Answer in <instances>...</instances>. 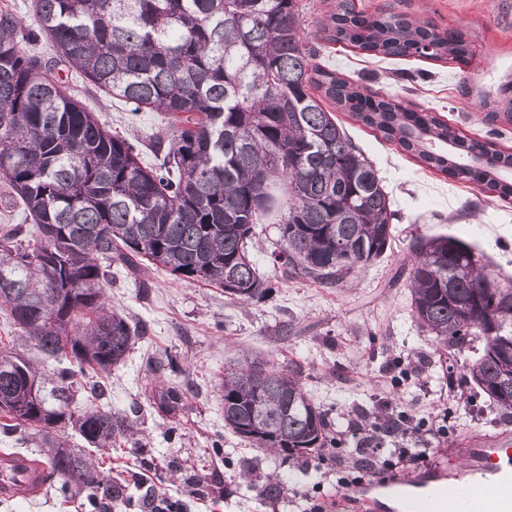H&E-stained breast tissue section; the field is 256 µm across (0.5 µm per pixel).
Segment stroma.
I'll return each instance as SVG.
<instances>
[{
    "label": "stroma",
    "instance_id": "stroma-1",
    "mask_svg": "<svg viewBox=\"0 0 512 512\" xmlns=\"http://www.w3.org/2000/svg\"><path fill=\"white\" fill-rule=\"evenodd\" d=\"M333 3L299 0L302 32L317 47L320 64L431 113L460 135L512 151V117L505 112L512 100V0H354L368 15L402 13L461 31L472 51L463 63L374 58L328 43L320 24ZM51 73L144 163H162L156 143L170 138L169 115L112 98L69 66ZM335 117L373 161L398 213L390 248L367 269L327 285L274 264L281 241L272 219L256 225L249 245L259 272L278 283L258 302L233 300L220 288L180 281L161 269L134 274L113 265L107 304L145 325L146 334L113 367L107 391L113 409L134 412L137 440L90 451L102 477L125 488L112 512H139L150 492L183 500L188 512H296L302 497H336L337 477L356 474L348 453L356 445L351 418L390 402L414 425L446 419L448 435L435 464L451 476L463 471L461 449L512 437V426L490 411L482 394L462 398L449 390V373L465 372L478 352L472 345L442 348L423 332L413 320L409 288L412 244L423 235L464 241L487 272L512 280V200L424 169L349 113ZM245 353L300 371L305 390L335 420L336 449L292 465L225 428L219 383L225 365ZM167 360L176 371L156 372ZM160 386L178 387L186 396L175 419L153 402ZM245 465L254 471L249 483L240 477ZM270 475L280 481V498L250 489ZM89 500L54 476L39 495L0 497V512H89Z\"/></svg>",
    "mask_w": 512,
    "mask_h": 512
}]
</instances>
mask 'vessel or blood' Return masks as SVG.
<instances>
[{"mask_svg":"<svg viewBox=\"0 0 512 512\" xmlns=\"http://www.w3.org/2000/svg\"><path fill=\"white\" fill-rule=\"evenodd\" d=\"M41 467L27 456L0 453V496H29L42 487ZM467 482H438L425 492L412 493L401 479L365 481L356 498L361 512H378L377 494L409 503L411 512H512V442L498 441L492 448H477L468 464Z\"/></svg>","mask_w":512,"mask_h":512,"instance_id":"1","label":"vessel or blood"}]
</instances>
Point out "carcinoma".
Returning <instances> with one entry per match:
<instances>
[{
	"instance_id": "cac0c4a2",
	"label": "carcinoma",
	"mask_w": 512,
	"mask_h": 512,
	"mask_svg": "<svg viewBox=\"0 0 512 512\" xmlns=\"http://www.w3.org/2000/svg\"><path fill=\"white\" fill-rule=\"evenodd\" d=\"M36 28L0 10V180L35 222L0 235V308L17 336L0 347V414L40 448L49 475L100 500L123 497L93 460L68 442L110 448L138 433L104 395L143 328L106 306L107 265L148 262L176 278L262 300L276 283L248 253L253 225L280 213L274 261L341 281L391 244L395 210L373 163L353 144L328 101L397 144L426 169L512 198V152L466 138L433 115L351 83L315 59L297 0H33ZM325 40L364 55L470 57L462 32L403 14L368 16L336 0ZM45 34L54 58L137 107L172 114L164 164L143 165L68 96L24 44ZM410 273L415 322L446 348L477 338L482 354L450 387L473 383L512 423V285L485 272L474 248L448 235L420 236ZM57 366L47 372L27 355ZM224 426L293 463L336 442L329 413L299 372L241 356L224 369ZM185 395L158 392L174 412Z\"/></svg>"
}]
</instances>
